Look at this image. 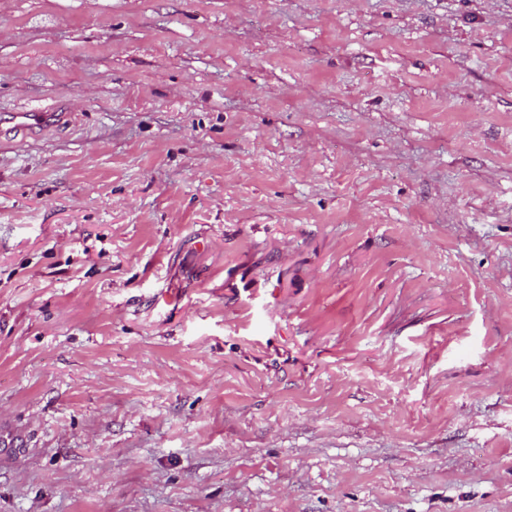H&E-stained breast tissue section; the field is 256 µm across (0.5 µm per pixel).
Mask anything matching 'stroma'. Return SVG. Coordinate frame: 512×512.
<instances>
[{
    "instance_id": "obj_1",
    "label": "stroma",
    "mask_w": 512,
    "mask_h": 512,
    "mask_svg": "<svg viewBox=\"0 0 512 512\" xmlns=\"http://www.w3.org/2000/svg\"><path fill=\"white\" fill-rule=\"evenodd\" d=\"M0 512H512V0H0ZM65 109L62 110L60 107L12 112L1 119V124H7L10 131L26 138L64 123L69 116V112Z\"/></svg>"
}]
</instances>
